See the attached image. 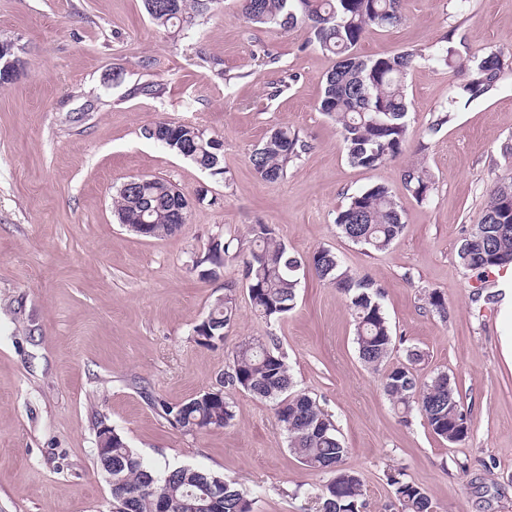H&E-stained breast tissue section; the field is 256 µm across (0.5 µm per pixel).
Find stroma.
Instances as JSON below:
<instances>
[{
  "label": "stroma",
  "mask_w": 512,
  "mask_h": 512,
  "mask_svg": "<svg viewBox=\"0 0 512 512\" xmlns=\"http://www.w3.org/2000/svg\"><path fill=\"white\" fill-rule=\"evenodd\" d=\"M397 27L369 31L362 55L418 49L406 79L405 153L372 170L350 165L335 121L318 109L336 63L307 27H256L238 0H215L192 28H163L143 0H0V40L14 41L25 67L0 86V512H112L94 455L97 421L115 429L157 470L188 466L222 475L253 499L254 512H317L322 474L289 452L267 402L229 391L231 425L187 434L157 401L179 403L211 388L241 341L277 337L298 391L332 416L363 482L360 512H397L390 471L430 495L434 512H512V368L502 355L500 283L485 287L457 249L479 221L489 190L512 178L501 146L512 141V74L492 95L460 107L426 138L457 75L434 55L453 40L460 57L492 48L512 54V0H404ZM277 57L261 63L263 53ZM123 74L112 84V72ZM294 82L277 98L265 90ZM154 82L163 93L132 94ZM191 122L219 139L224 173L211 175L146 139L155 121ZM310 144L275 183L250 155L274 126ZM432 176L428 202L406 190L405 168ZM161 176L192 202L187 222L164 238L119 224L117 189ZM389 188L406 227L384 251H368L336 230L350 195ZM254 224L274 227L297 255L327 248L344 267L381 285L395 336L391 363L408 349L424 358L420 382L455 381L469 414L459 443L436 436L419 413L402 419L382 373L359 359L344 297L311 269L299 272L297 304L267 321L241 293L240 261L219 277L193 267L211 237L248 240ZM238 312L222 346L194 340V328L225 287ZM440 291V318L426 303Z\"/></svg>",
  "instance_id": "35a3bbf8"
}]
</instances>
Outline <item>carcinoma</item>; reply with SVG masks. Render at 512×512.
Listing matches in <instances>:
<instances>
[{"instance_id":"obj_1","label":"carcinoma","mask_w":512,"mask_h":512,"mask_svg":"<svg viewBox=\"0 0 512 512\" xmlns=\"http://www.w3.org/2000/svg\"><path fill=\"white\" fill-rule=\"evenodd\" d=\"M242 15L253 24L277 25L283 29L304 24L319 48L335 57L336 64L323 80L319 110L336 121L348 162L374 169L406 150L409 138L405 79L423 54L406 50L393 56L368 58L357 52L366 33L389 29L403 20L402 0H240ZM151 20L159 27L182 23L186 27L204 17L215 0H144ZM434 59L462 76L448 102L441 105L426 134L436 135L449 125L459 105L487 96L498 88L503 74L512 71V54L486 50L460 59L452 40ZM144 135L174 154L186 158L212 175L223 174L222 157L212 136L200 126L167 122ZM310 145L286 126L271 130L251 155L255 173L267 182L286 175L288 167L308 152ZM136 192L117 190L114 208L120 223L140 222L141 210L153 224L151 237L176 233L183 208V193L168 180L156 176L139 178ZM407 190L416 202L428 200L432 179L425 166L412 165L404 172ZM336 228L344 237L367 250L383 251L403 234L402 210L391 191L381 185L357 192L336 215ZM251 247L243 252L236 238L210 239L200 263H220L227 257L242 258L245 291L260 316L278 321L295 307L298 271L310 264L315 275L334 286L349 303L355 322V343L360 360L370 368L384 369L383 388L394 405L408 415L418 410L438 437L458 443L470 432V421L455 382L439 373L427 383L419 382L412 365L424 360L414 348L408 363L388 365L394 348L391 326L385 316L382 287L367 276L343 267L335 253L318 249L302 258L277 239L268 224L250 228ZM457 256L464 268L481 281L496 268L512 263V179L496 184L489 192L483 214L459 245ZM431 310L448 318L442 294L427 295ZM237 313V290L225 289L208 313L196 343L215 348L224 344L226 330ZM224 388L239 389L272 403L278 423L286 435L288 450L303 465L328 476L316 495L319 512H359L362 496L360 475L344 466L347 448L333 421L316 400L293 390L284 353L276 339L244 340L233 352V363L224 372ZM162 417L188 433L223 428L234 419V405L225 396L199 401L195 398L167 404L153 402ZM102 476H112L113 507L117 512H157L165 500L172 512H253L252 502L232 481L190 467L158 471L143 465L125 439L112 432V449L96 455ZM399 512H434L428 493L420 486L389 475Z\"/></svg>"}]
</instances>
